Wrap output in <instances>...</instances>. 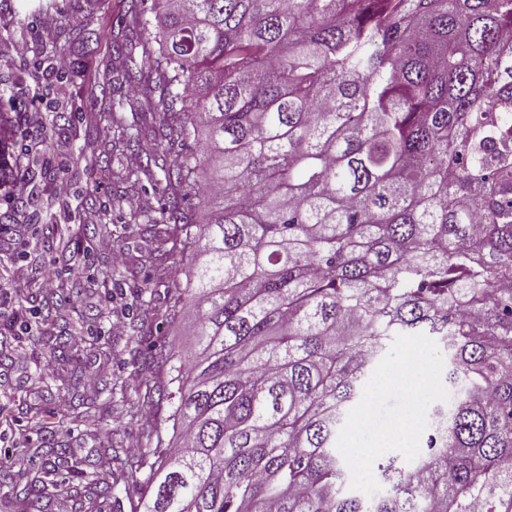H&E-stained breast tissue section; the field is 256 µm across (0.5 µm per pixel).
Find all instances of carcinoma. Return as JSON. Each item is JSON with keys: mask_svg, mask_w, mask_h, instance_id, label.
<instances>
[{"mask_svg": "<svg viewBox=\"0 0 512 512\" xmlns=\"http://www.w3.org/2000/svg\"><path fill=\"white\" fill-rule=\"evenodd\" d=\"M125 25L154 36L106 69L176 150L151 224L192 253L198 328L133 512H512V0H129ZM396 336L443 343L453 398L366 497L337 442ZM46 455L18 503L108 497Z\"/></svg>", "mask_w": 512, "mask_h": 512, "instance_id": "1", "label": "carcinoma"}]
</instances>
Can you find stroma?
Instances as JSON below:
<instances>
[{
    "label": "stroma",
    "mask_w": 512,
    "mask_h": 512,
    "mask_svg": "<svg viewBox=\"0 0 512 512\" xmlns=\"http://www.w3.org/2000/svg\"><path fill=\"white\" fill-rule=\"evenodd\" d=\"M123 0H0V110L16 120L14 152L21 160V200L0 204V512H13V490L38 475L47 448L66 449L81 462L82 477L101 476L112 485L101 512H132L141 488L130 465L141 450L170 437L169 407H152L149 389L165 385L169 365L163 359L144 362L143 348L154 344L183 354L194 344V323L185 313H172L174 295L186 284L191 255L155 260L162 238L148 220L160 204L161 168L138 162L116 128L114 116L132 123L137 98L128 86L101 90L99 62L110 55L112 41L126 36L115 19ZM29 44L27 54L13 51L17 40ZM83 58L81 72L60 75L59 57ZM46 131L45 142L29 138L30 129ZM71 186L68 199L57 198L58 180ZM145 200L132 210L125 201ZM122 263H114V250ZM56 269V295L43 294L38 278ZM64 308L73 342L66 346V366L82 385L66 406L57 404L55 366L39 341L44 319ZM126 317L122 334L108 335L112 312ZM411 337L396 341V358L380 367L388 384L372 388V419L350 428L343 447L368 451L386 445L403 454L423 433L414 420L417 407L447 402L439 366L448 357L441 345L424 339L427 370L421 388L398 381L396 359L406 356ZM406 440L389 442L396 427ZM30 449L25 462L14 447ZM118 452L112 468L98 462L108 449Z\"/></svg>",
    "instance_id": "stroma-1"
}]
</instances>
